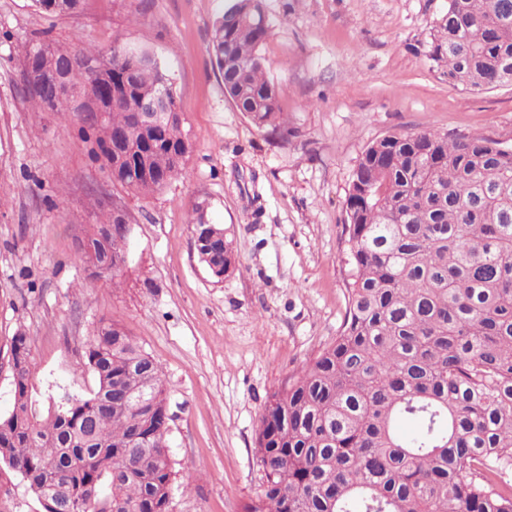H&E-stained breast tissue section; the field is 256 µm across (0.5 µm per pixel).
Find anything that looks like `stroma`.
<instances>
[{
  "label": "stroma",
  "instance_id": "stroma-1",
  "mask_svg": "<svg viewBox=\"0 0 512 512\" xmlns=\"http://www.w3.org/2000/svg\"><path fill=\"white\" fill-rule=\"evenodd\" d=\"M229 0H86L50 17L0 0V349L25 331L37 393L85 392L101 323L158 363L172 416L171 512H242L263 491L254 441L269 396L338 334L345 198L366 146L390 133L512 145V87L469 91L427 57L448 0H266V71L293 134L259 129L224 93L210 44ZM149 50L170 74L192 146L181 177L143 197L87 155L70 112L23 99L20 41ZM207 202L237 258L215 282L194 247ZM128 225L125 267L87 287L81 241L101 211Z\"/></svg>",
  "mask_w": 512,
  "mask_h": 512
}]
</instances>
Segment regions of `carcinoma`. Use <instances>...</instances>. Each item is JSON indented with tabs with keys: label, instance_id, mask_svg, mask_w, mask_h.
Masks as SVG:
<instances>
[{
	"label": "carcinoma",
	"instance_id": "obj_1",
	"mask_svg": "<svg viewBox=\"0 0 512 512\" xmlns=\"http://www.w3.org/2000/svg\"><path fill=\"white\" fill-rule=\"evenodd\" d=\"M70 15L85 0H33ZM265 0H231L211 51L235 108L281 139L291 130L268 78ZM22 71L83 57L69 70L80 102H48L21 76L35 111L75 112L91 157L142 195L179 177L182 122L152 137L139 99L169 79L150 53L132 64L116 40L105 53L43 39L20 44ZM448 82L469 91L512 85V0H448L428 51ZM112 90L108 118L104 88ZM197 239L211 225L194 208ZM347 308L336 338L274 392L256 433L264 489L244 512H512V145L439 132L389 134L359 158L345 199ZM106 215L85 239L93 277H117L124 239ZM210 276L235 269L232 242L196 249ZM94 385L80 396H33L31 347L17 331L4 358L14 404L0 416V475L13 474L53 512H169L175 479L166 387L157 362L116 324L84 347ZM411 422L410 432L399 429Z\"/></svg>",
	"mask_w": 512,
	"mask_h": 512
}]
</instances>
